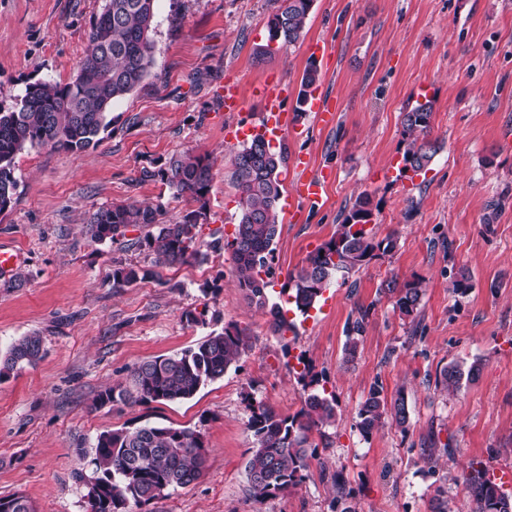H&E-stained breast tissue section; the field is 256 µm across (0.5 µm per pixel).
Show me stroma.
<instances>
[{"label":"stroma","instance_id":"obj_1","mask_svg":"<svg viewBox=\"0 0 512 512\" xmlns=\"http://www.w3.org/2000/svg\"><path fill=\"white\" fill-rule=\"evenodd\" d=\"M102 0H0V106L27 84L71 81L88 49ZM269 0H156L154 64L149 76L112 104L100 143L82 153L30 148L15 159V202L0 214V248L23 255V287L0 276V353L37 333L43 356L0 380V497L26 496L36 512H90L74 472L76 452L109 429L145 424L200 431L206 463L187 487L141 512H330L331 476L343 472L357 512H431L443 491L450 512H471L464 486L470 463L512 469V0H314L304 36L285 47L269 38ZM324 54L310 61L307 48ZM339 112L333 126L314 113L285 135L288 154L329 174L322 199L289 210L280 202L270 302L286 305L282 286L336 230L338 217L369 194L376 239L391 253L337 276L297 331L272 335L265 314L238 288L229 254L202 263L155 266V278L116 288L115 262L149 266L148 253L125 241L93 242L86 232L98 208L158 204L163 223L179 220L184 199L142 179L171 156H207L213 180L205 230L232 235L239 220L229 172L237 145L224 127L257 125L255 90L271 77L288 86L295 111L308 63ZM243 106L224 109L225 85ZM433 101L441 148L426 177L399 178L401 114L420 96ZM472 276L467 296L448 290L459 268ZM423 277L416 318L400 314L390 281ZM217 289L203 293L204 283ZM369 318L353 362L343 360L345 328L358 308ZM207 309L206 324L187 310ZM248 328L249 347L223 378L190 400L95 406L97 395L126 381L143 360L175 354L211 331ZM481 361L476 381L437 388L450 362ZM309 363L335 398L336 421L312 435L308 479L259 502L248 492L252 446L246 397L278 413L300 410L297 379ZM404 391L409 425L387 424L370 437L356 412L371 386ZM452 454L427 458L429 436Z\"/></svg>","mask_w":512,"mask_h":512}]
</instances>
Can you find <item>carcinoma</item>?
I'll list each match as a JSON object with an SVG mask.
<instances>
[{"instance_id": "cac0c4a2", "label": "carcinoma", "mask_w": 512, "mask_h": 512, "mask_svg": "<svg viewBox=\"0 0 512 512\" xmlns=\"http://www.w3.org/2000/svg\"><path fill=\"white\" fill-rule=\"evenodd\" d=\"M269 36L283 45H293L303 36L313 0H271ZM155 0H105L88 32L90 50L79 64L76 78L62 84L44 80L26 86L15 103L0 106V214L12 207L18 182L14 175L16 156L27 148L49 146L55 150L84 151L99 142V135L111 124L112 103L138 87L153 64L151 32ZM318 81V69L310 62L302 79L297 104L307 102V91ZM433 103L415 101L401 113L403 168L418 175L427 171L439 150L432 137ZM288 152L272 149L262 134L256 135L232 159L230 179L239 195L240 216L232 239L216 229L211 240H202L207 194L213 179L209 159L201 155L173 156L164 165L146 171V177L174 190L196 207L187 209L173 224L160 222V206L150 204L112 205L97 209L88 224L94 242L112 243L125 237L129 227H139L144 235L133 245L154 255L155 264L202 263L207 253L201 246L231 254L237 286L249 304L269 315L268 325L275 336L285 337L295 325L283 309L269 304L274 241L281 224L282 196L280 169ZM374 209L368 194L359 195L343 214L333 236L320 246L296 275L283 286L296 311L315 308L324 290L337 275L350 273L372 259L393 250L392 239L378 240L366 225L374 223ZM155 277L147 266L118 263L112 269V287L124 288ZM423 278L415 276L402 283L391 281L388 292L394 308L410 317L418 312L424 290ZM471 285L469 270L453 276L449 291L466 296ZM369 309L357 310L347 323L343 359L353 361L359 336L365 328ZM250 335L237 326L211 332L195 345L169 356H159L136 364L130 371V386H112L98 394L96 404L180 403L193 398L201 388L224 377L249 347ZM43 353V338L29 334L12 343L0 359V379L26 365L36 364ZM481 363L474 361L464 370L450 362L439 373L436 384L458 389L462 381L478 378ZM248 430L253 447L246 461L248 491L256 501H264L295 487L308 478L309 438L314 432L326 437L323 428L336 421L334 399L315 389L306 394L295 415H283L262 402L248 405ZM404 393L391 399L373 387L357 410L356 426L365 437L391 421L401 430L408 424ZM91 467V476L75 472L85 482L91 512H131L196 481L202 474L205 450L202 435L191 427L146 423L134 430H104L91 448L78 451ZM331 512H356L351 505L352 490L342 473L332 476ZM465 489L472 512H512V494L502 491L480 463L470 464ZM0 512H33L26 497L0 498Z\"/></svg>"}]
</instances>
